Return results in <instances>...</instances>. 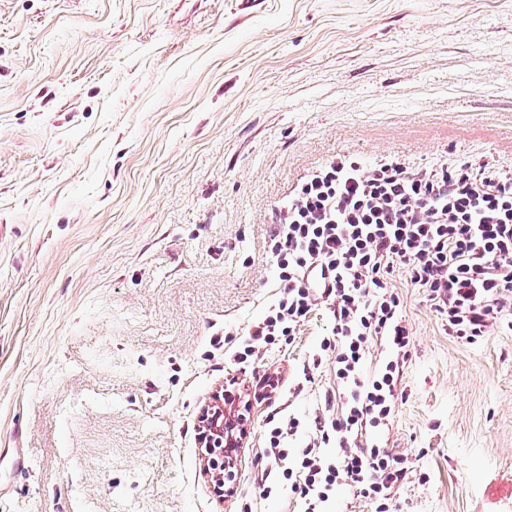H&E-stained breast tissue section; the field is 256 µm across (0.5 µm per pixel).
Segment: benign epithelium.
Returning a JSON list of instances; mask_svg holds the SVG:
<instances>
[{"label": "benign epithelium", "mask_w": 512, "mask_h": 512, "mask_svg": "<svg viewBox=\"0 0 512 512\" xmlns=\"http://www.w3.org/2000/svg\"><path fill=\"white\" fill-rule=\"evenodd\" d=\"M250 403L221 387L216 388L198 416L200 455L213 489L222 497L231 492L235 449L247 435L245 411Z\"/></svg>", "instance_id": "obj_1"}]
</instances>
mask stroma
<instances>
[{
    "instance_id": "35a3bbf8",
    "label": "stroma",
    "mask_w": 512,
    "mask_h": 512,
    "mask_svg": "<svg viewBox=\"0 0 512 512\" xmlns=\"http://www.w3.org/2000/svg\"><path fill=\"white\" fill-rule=\"evenodd\" d=\"M339 154L512 171V0H0V512H302L259 496L264 430L324 416L328 313L249 365L222 340L277 291L278 205ZM393 284L394 512H512V332L460 345ZM229 380L221 499L197 417ZM217 387L198 416L200 455L205 473L219 497L232 493L235 449L242 448L247 435L244 411L250 401ZM237 400V402H236Z\"/></svg>"
}]
</instances>
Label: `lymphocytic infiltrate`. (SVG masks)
I'll return each mask as SVG.
<instances>
[{
	"instance_id": "1",
	"label": "lymphocytic infiltrate",
	"mask_w": 512,
	"mask_h": 512,
	"mask_svg": "<svg viewBox=\"0 0 512 512\" xmlns=\"http://www.w3.org/2000/svg\"><path fill=\"white\" fill-rule=\"evenodd\" d=\"M269 259L280 290L262 316L235 338L237 362L296 335L317 307L330 334L313 360L334 357L327 417L306 431L300 419H272L264 452L276 468L262 498L299 492L304 512H330L346 488L389 512L390 491L408 477L407 458L371 444L350 447L351 434L388 427L410 353V333L393 281L405 272L424 292L445 335L462 345L512 330V174L468 164L408 170L401 162L370 166L343 156L306 176L280 205ZM387 356L365 371L370 338ZM306 434L303 447L289 442Z\"/></svg>"
}]
</instances>
